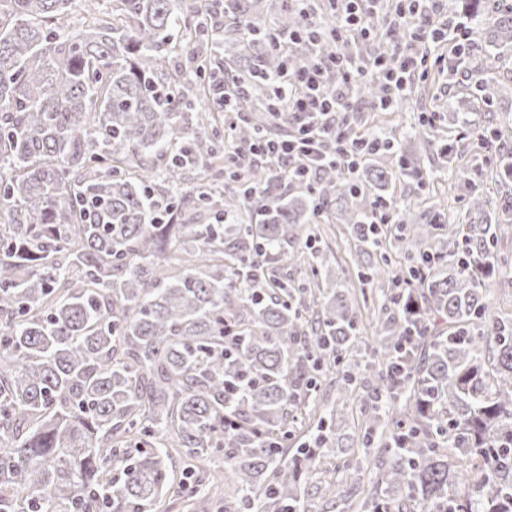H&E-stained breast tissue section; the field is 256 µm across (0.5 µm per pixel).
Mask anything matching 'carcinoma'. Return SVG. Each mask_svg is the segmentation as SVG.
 I'll return each instance as SVG.
<instances>
[{
  "instance_id": "cac0c4a2",
  "label": "carcinoma",
  "mask_w": 512,
  "mask_h": 512,
  "mask_svg": "<svg viewBox=\"0 0 512 512\" xmlns=\"http://www.w3.org/2000/svg\"><path fill=\"white\" fill-rule=\"evenodd\" d=\"M72 0H0V512H151L182 491L188 465L224 460L223 512H512V195L493 202L483 171L461 221L435 207L395 212L396 233L366 217L402 177L425 183L405 141L443 130L361 131L391 167L321 170L312 194L278 192L266 160L225 158L215 115L223 88L250 112L235 146L288 135L284 66L311 60L278 35L303 27L284 0H113L69 27ZM494 50L512 49V0H466ZM372 76L353 96L377 102ZM411 81L395 111L420 107ZM494 106L480 82L448 100V124ZM475 144L512 176V124L490 119ZM199 163L210 186L177 188ZM335 208L351 239L376 363L359 360V309L340 291L311 221ZM214 222L198 224L203 211ZM230 215L238 222L224 223ZM294 288L281 262L305 260ZM335 373L360 409L341 468L374 470L365 492L314 483L326 420L317 389ZM313 448L288 453L287 423Z\"/></svg>"
}]
</instances>
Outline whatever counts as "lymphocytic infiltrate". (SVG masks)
<instances>
[{
  "label": "lymphocytic infiltrate",
  "mask_w": 512,
  "mask_h": 512,
  "mask_svg": "<svg viewBox=\"0 0 512 512\" xmlns=\"http://www.w3.org/2000/svg\"><path fill=\"white\" fill-rule=\"evenodd\" d=\"M339 17L340 25L333 36L343 42L347 33L355 32L363 38H371L370 15L380 0H327ZM439 0H396L394 18L398 27H412L414 39L421 43L418 52L386 50L376 55L371 67L353 62L344 52L324 58L314 56L309 66L297 71H284L283 76L293 93L285 109L298 122V134L288 141L272 145L271 150L279 163L288 170L294 182L313 185L319 170L327 165L353 171L362 153L349 141L348 133L338 114L349 103L348 92L357 82L365 80L371 72L382 76L386 94L382 106H390L399 87L408 79L428 76L427 62L447 67V56H431L428 47L442 39L459 38L464 34V22L448 24L441 20ZM336 70L340 75L337 88H329L324 82L327 70ZM335 139L338 149L334 154H325L321 149L324 139Z\"/></svg>",
  "instance_id": "obj_1"
}]
</instances>
